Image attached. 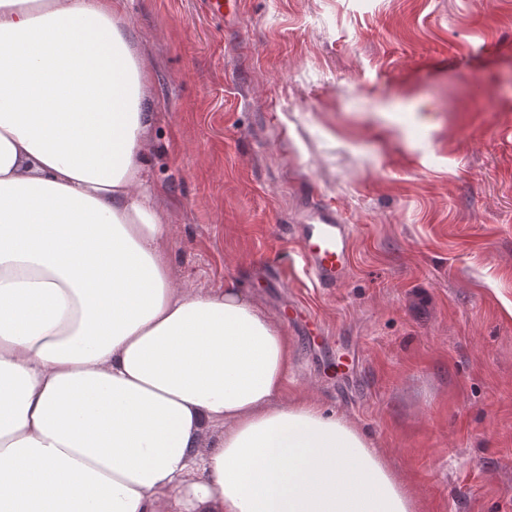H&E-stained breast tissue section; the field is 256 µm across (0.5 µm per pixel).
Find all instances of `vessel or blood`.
I'll use <instances>...</instances> for the list:
<instances>
[{"mask_svg":"<svg viewBox=\"0 0 512 512\" xmlns=\"http://www.w3.org/2000/svg\"><path fill=\"white\" fill-rule=\"evenodd\" d=\"M315 214L316 223L298 231L299 254L311 279L332 287L348 267L351 227L331 207H317Z\"/></svg>","mask_w":512,"mask_h":512,"instance_id":"1","label":"vessel or blood"}]
</instances>
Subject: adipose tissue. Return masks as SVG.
Wrapping results in <instances>:
<instances>
[{"instance_id":"ef3b65f1","label":"adipose tissue","mask_w":512,"mask_h":512,"mask_svg":"<svg viewBox=\"0 0 512 512\" xmlns=\"http://www.w3.org/2000/svg\"><path fill=\"white\" fill-rule=\"evenodd\" d=\"M121 0H0V512H417L235 288L177 285Z\"/></svg>"}]
</instances>
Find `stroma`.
<instances>
[{
    "label": "stroma",
    "instance_id": "obj_1",
    "mask_svg": "<svg viewBox=\"0 0 512 512\" xmlns=\"http://www.w3.org/2000/svg\"><path fill=\"white\" fill-rule=\"evenodd\" d=\"M177 281L286 325L288 389L420 512H512V0H123ZM353 232L305 272L314 205ZM315 214L319 224H300L299 254L314 282L334 287L348 267L351 227L331 207H317Z\"/></svg>",
    "mask_w": 512,
    "mask_h": 512
}]
</instances>
